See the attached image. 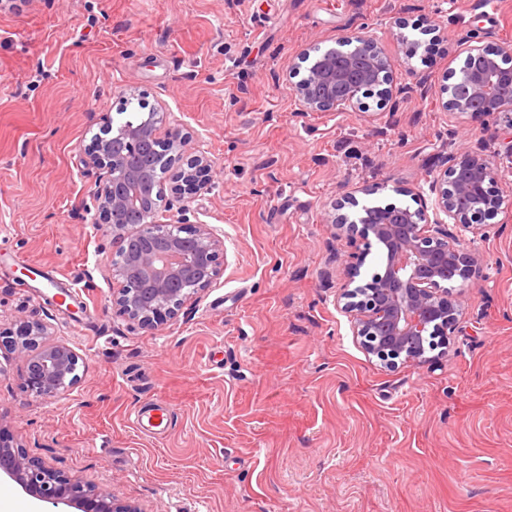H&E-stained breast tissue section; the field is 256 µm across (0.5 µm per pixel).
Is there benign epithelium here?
Returning a JSON list of instances; mask_svg holds the SVG:
<instances>
[{
    "label": "benign epithelium",
    "instance_id": "benign-epithelium-1",
    "mask_svg": "<svg viewBox=\"0 0 512 512\" xmlns=\"http://www.w3.org/2000/svg\"><path fill=\"white\" fill-rule=\"evenodd\" d=\"M463 54L442 107L486 130L487 120L512 111V97L503 94L512 89V68L502 66L512 58V44L504 43L495 55L469 45ZM298 59L308 63L306 76L289 84L299 112L361 111L365 91L387 83L395 65L384 39L362 36L325 50L305 48ZM161 125V113L143 112L135 124L106 128L84 151L85 166L103 171L93 197L101 227L121 255L113 268L112 307L144 331L175 319L223 273L224 239L208 225L185 219L190 203L210 189L213 161L201 146L191 145L178 120H169L164 131ZM167 175L181 202L175 224L160 220ZM499 182L512 185V166L505 170L481 153L462 151L448 156L443 175L432 181L429 203L364 205L356 220L330 216L333 237H371L383 253L379 269L367 278L361 277L367 253L344 262L346 280L336 294L352 335L380 367L422 366L454 351L452 336L465 315L467 289L484 267L483 255L468 243L486 237L477 211L488 215L502 205L493 192ZM52 335V325L39 319L0 325V348L22 362L26 392L36 400L60 397L80 380L78 354ZM2 476L56 509L141 512L119 502L112 489L84 485L0 440Z\"/></svg>",
    "mask_w": 512,
    "mask_h": 512
}]
</instances>
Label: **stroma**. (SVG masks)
Returning <instances> with one entry per match:
<instances>
[{
	"instance_id": "35a3bbf8",
	"label": "stroma",
	"mask_w": 512,
	"mask_h": 512,
	"mask_svg": "<svg viewBox=\"0 0 512 512\" xmlns=\"http://www.w3.org/2000/svg\"><path fill=\"white\" fill-rule=\"evenodd\" d=\"M403 29L386 94L300 113L309 45ZM512 42V0H0V322L50 323L79 355L37 401L0 354V433L142 512H512V193L474 249L457 356L384 370L336 307L335 203L409 205L449 154L500 142L444 112L467 42ZM174 113L215 162L189 223L224 237V272L160 330L112 308L118 246L82 163L126 100ZM69 294L59 304L56 293ZM172 422L135 429L132 410Z\"/></svg>"
}]
</instances>
